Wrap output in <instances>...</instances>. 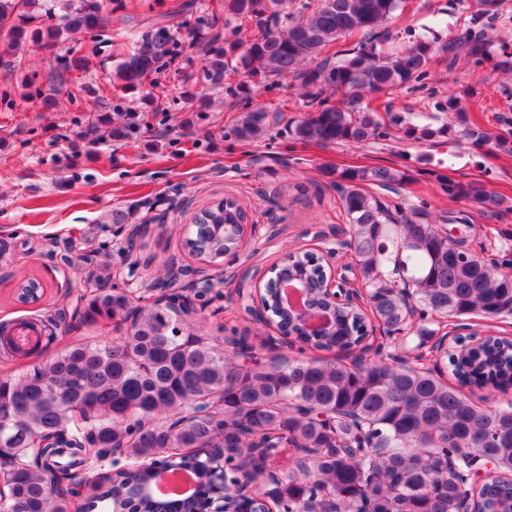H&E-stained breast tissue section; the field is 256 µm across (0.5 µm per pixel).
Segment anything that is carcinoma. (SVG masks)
Here are the masks:
<instances>
[{
    "label": "carcinoma",
    "instance_id": "cac0c4a2",
    "mask_svg": "<svg viewBox=\"0 0 512 512\" xmlns=\"http://www.w3.org/2000/svg\"><path fill=\"white\" fill-rule=\"evenodd\" d=\"M402 0H320L316 8L285 0H224V15L238 29L253 27L259 36L242 43L217 31L219 18L193 0L175 5L185 16V36L178 37L166 16L147 17L146 29L131 42L117 64L108 88L121 96H138L150 111L162 101L194 96L163 82L169 70L190 65L186 49L203 43V81L213 89L227 87L238 98L241 115L234 128L241 141L263 135L270 113L251 102L252 88L271 90L292 75L305 88L307 111L291 121L296 139L322 145L359 144L389 128L415 132L400 112L383 114L362 106L364 96L430 77L435 54L453 62L462 52L474 66L489 54L487 31L503 18L496 0H482L481 18L472 17L459 34L440 45L417 41L383 53L378 46L390 37L385 27ZM113 0H0V65L22 67L20 47L33 43L53 57L49 86L38 71L25 74L27 98L33 106L50 108L64 92L70 105L85 106L81 84L66 87L63 74L84 68L96 41L67 35L94 34L112 24ZM358 36L349 48L340 39ZM311 68L302 64L315 59ZM243 65L250 83L225 85L226 77ZM149 91H144L145 87ZM438 112L462 123L459 137L473 145L512 154V130L490 133L464 125L463 95L450 93L434 103ZM112 125L115 140L137 130L106 118L88 128L98 134ZM404 171L387 166H357L336 172L334 185L346 216V231L361 282L374 318L399 332L407 324L402 290L410 289L422 311L432 317L512 316V277L496 263L475 254L465 241L442 234L440 224H468L470 209L435 215L425 207L406 208L371 192L367 186L398 194ZM448 198L492 211L500 199L482 186L435 175ZM242 211L232 201L204 211L197 223L203 233L186 245L214 261L236 248L222 238L218 226L237 224ZM292 273L311 284L320 276L314 255L296 258ZM271 315L284 332H297L283 318L275 292L264 291ZM80 318L125 321L132 318L129 338L104 347L78 345L17 377L0 378V472L7 488L0 512H69L70 491L50 489L51 467L64 471L93 465L92 453L107 455L120 447L132 462L117 468L103 482H90L86 512L124 500L131 512H147L140 493L146 485L137 473L141 463H161L170 470H192L201 476L208 461L224 465V479L248 487L242 507L269 502L278 512H323L330 494L349 512H459L463 499L489 512L512 500V403L492 409L476 405L461 388L501 390L512 386V348L463 345L445 352L458 387L424 366H409L390 354L351 363L317 358L275 356L250 366L218 351L210 338L186 325L166 308L145 305L130 311L128 294L120 288H96L81 297ZM367 317L345 310L336 317L333 333L301 336L308 348L330 351L353 346L366 337ZM184 414L178 428L160 416ZM494 465L497 477L481 482L466 479L474 468L470 451ZM314 456L315 473L297 464L274 482L264 480V461L288 450ZM209 485L185 500L153 497L156 512H203Z\"/></svg>",
    "mask_w": 512,
    "mask_h": 512
}]
</instances>
